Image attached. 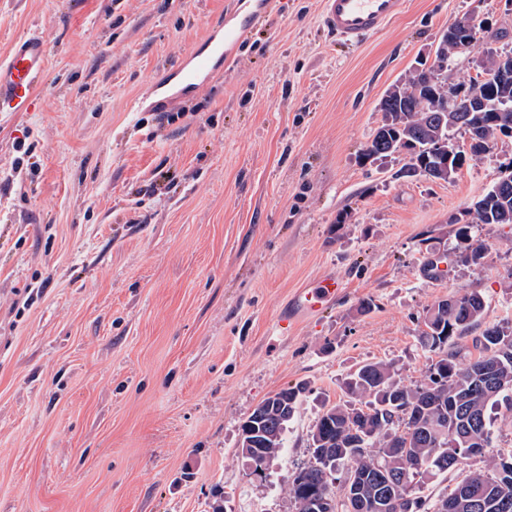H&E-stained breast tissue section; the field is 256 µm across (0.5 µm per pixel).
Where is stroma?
<instances>
[{
    "mask_svg": "<svg viewBox=\"0 0 512 512\" xmlns=\"http://www.w3.org/2000/svg\"><path fill=\"white\" fill-rule=\"evenodd\" d=\"M226 4L0 0V60L28 34L50 41L36 109L0 114V512H296L288 481L349 374L382 362L422 380L424 313L457 292L477 289L485 325L512 328V224L473 226L478 265L458 262L455 238L512 137L447 181L405 176L402 154L361 159L382 94L449 25L487 27L452 82L488 48L512 52V6L407 0L350 47L323 29L321 0H282L176 122L136 111ZM440 255L444 277H424ZM328 273L344 284L333 305L282 323ZM299 382L284 446L254 474L241 425ZM491 420L485 455L421 495L512 453V413Z\"/></svg>",
    "mask_w": 512,
    "mask_h": 512,
    "instance_id": "1",
    "label": "stroma"
}]
</instances>
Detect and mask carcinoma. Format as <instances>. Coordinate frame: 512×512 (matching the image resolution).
Masks as SVG:
<instances>
[{"instance_id":"cac0c4a2","label":"carcinoma","mask_w":512,"mask_h":512,"mask_svg":"<svg viewBox=\"0 0 512 512\" xmlns=\"http://www.w3.org/2000/svg\"><path fill=\"white\" fill-rule=\"evenodd\" d=\"M461 32L441 39L443 73L415 67L385 92L378 107L383 123L365 145L364 159L387 157L390 148L400 144L407 149V166L444 181L446 177L436 174L438 166L452 168L458 162L454 129L479 142V159L498 135L512 130V111H506L512 108V87L492 90L479 108L462 111L475 81H450ZM450 92L459 99L460 111L431 117L430 97L446 99ZM474 224H512V191L489 189L478 200L471 222L456 230L461 261L479 265L487 248L472 236ZM485 309L482 295L471 290L450 295L445 308L438 301L427 310L419 339L435 359L420 383L403 385L393 367L381 362L361 366L346 380L349 400L327 408L315 426L324 440L315 468L288 482L295 503L321 495L341 504L354 494L362 503L356 512H500L501 498L512 500V454L491 458L492 475L471 471L450 493L434 500L409 492L413 482L463 464V455L454 464L450 458L466 447V438H482L491 447L490 409L503 402L512 412V330L487 326L466 343L468 333L482 325ZM304 390L303 385L283 388L255 407V424L270 438L258 447L239 448L255 469L266 467L283 448ZM440 415L448 416V435L437 442L430 425ZM347 472L360 480L358 491L347 485ZM336 480L346 485L340 497L332 490Z\"/></svg>"}]
</instances>
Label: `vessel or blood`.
<instances>
[{
  "label": "vessel or blood",
  "mask_w": 512,
  "mask_h": 512,
  "mask_svg": "<svg viewBox=\"0 0 512 512\" xmlns=\"http://www.w3.org/2000/svg\"><path fill=\"white\" fill-rule=\"evenodd\" d=\"M278 0H228L222 28L211 30L179 64L151 82L150 95L175 102L208 77L230 65L234 51L254 30L267 25ZM405 0H322V24L328 34L356 45L381 32L398 16ZM48 39L32 35L16 42L0 62V112H28L46 78ZM343 290L335 275H324L313 287L300 289L293 301L295 318L326 310Z\"/></svg>",
  "instance_id": "obj_1"
}]
</instances>
